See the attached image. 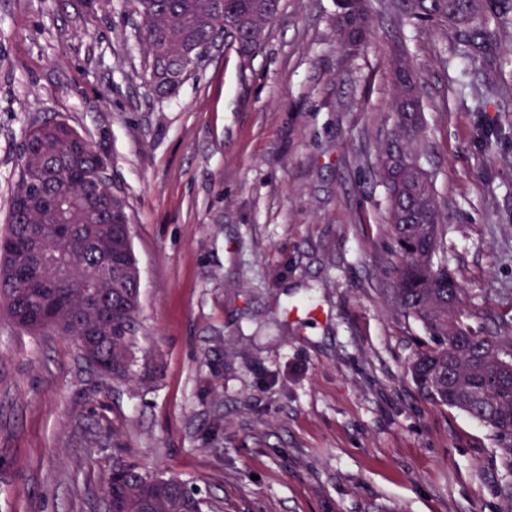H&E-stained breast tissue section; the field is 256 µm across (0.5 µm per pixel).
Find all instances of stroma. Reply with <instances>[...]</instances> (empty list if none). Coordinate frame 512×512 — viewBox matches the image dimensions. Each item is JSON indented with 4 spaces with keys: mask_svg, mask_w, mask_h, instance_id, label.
<instances>
[{
    "mask_svg": "<svg viewBox=\"0 0 512 512\" xmlns=\"http://www.w3.org/2000/svg\"><path fill=\"white\" fill-rule=\"evenodd\" d=\"M335 15L336 0H283L258 54L224 47L159 101L124 0H0V227L32 124L66 121L99 149L133 222L148 374L113 386L72 338L0 316V512H103L117 455L214 512H499L489 432L407 370L424 330L391 301L375 178L389 39L346 51ZM402 39L448 268L468 304L512 315V99L480 107L435 26Z\"/></svg>",
    "mask_w": 512,
    "mask_h": 512,
    "instance_id": "stroma-1",
    "label": "stroma"
}]
</instances>
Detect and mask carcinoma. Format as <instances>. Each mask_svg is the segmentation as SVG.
Here are the masks:
<instances>
[{"label":"carcinoma","mask_w":512,"mask_h":512,"mask_svg":"<svg viewBox=\"0 0 512 512\" xmlns=\"http://www.w3.org/2000/svg\"><path fill=\"white\" fill-rule=\"evenodd\" d=\"M141 19L138 37L144 47L143 76L159 99L176 94L193 73L190 50L217 42L235 47L244 58L259 52L266 30L281 11V0H125ZM377 13L372 0H337L336 40L354 50L377 29L391 27L389 62L394 124L377 147L375 176L387 202L386 221L400 263L392 301L396 310L418 320L425 336L408 363L417 390L439 408L457 410L487 428L496 442L503 472L512 475V322L489 334L474 325L487 313L464 303L465 288L437 262L447 249L448 216L433 189V175L424 167L427 129L422 79L403 45L406 25L428 23L449 31L451 44L463 59L479 64L477 78L486 93L507 97L512 90L498 83L497 73L512 66V0H383ZM112 184L106 158L64 121L32 125L19 149V169L9 212L0 229V312L15 321V311L33 289L15 275L18 264L9 250L14 237L32 224L47 229L43 244L60 250L55 228L59 214L77 225L79 236L91 235L96 246L78 247L70 255L74 281L105 264L120 260L99 288L112 294V325L105 326L87 361L101 359L112 371L101 374L114 383L137 375L140 333V279L132 249V219L123 195L112 189V218L102 216L94 197ZM79 291L67 293L58 318L59 334L81 342L82 325L72 319L83 308ZM112 488L115 512H208V502L188 483L121 457L112 464L99 490Z\"/></svg>","instance_id":"carcinoma-1"}]
</instances>
